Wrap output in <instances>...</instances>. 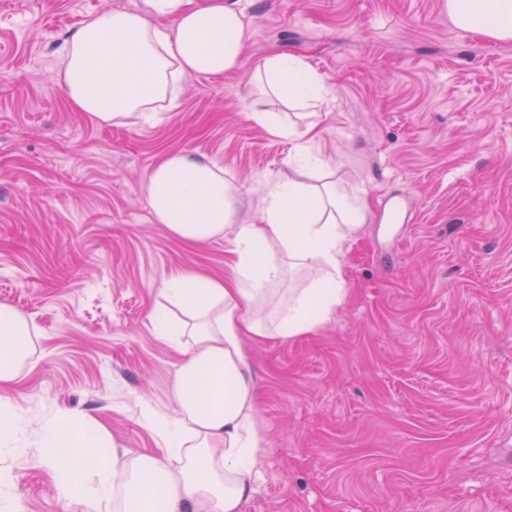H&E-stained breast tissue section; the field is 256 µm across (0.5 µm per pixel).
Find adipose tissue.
Returning a JSON list of instances; mask_svg holds the SVG:
<instances>
[{"label":"adipose tissue","mask_w":512,"mask_h":512,"mask_svg":"<svg viewBox=\"0 0 512 512\" xmlns=\"http://www.w3.org/2000/svg\"><path fill=\"white\" fill-rule=\"evenodd\" d=\"M443 9L457 28L512 40V0H443ZM250 34L237 0H145L141 11L107 10L83 20L62 44L59 79L73 107L96 123L153 124L159 104L177 100L178 76L235 71ZM258 72L264 94L283 104L318 106L327 96L298 58H267ZM251 117L296 143L288 176L264 189L258 221L239 217L238 186L204 158L169 153L148 180L155 220L173 236L190 243L231 238L232 279L179 273L164 289L179 317L154 316L156 333L181 344L184 354L173 388L179 416L163 436L180 465L135 453L116 470L100 452L98 429L79 433L49 420L41 443L63 498L85 497L96 512L118 490L124 512H151L157 499L163 512H241L254 493L266 438L245 340L307 335L344 304L345 248L365 219L367 192L314 184L325 162L306 132L270 110ZM294 270L305 271V279L284 288ZM33 334L26 317L0 305L1 387L15 381ZM186 336L192 342L185 346ZM25 427L0 399V502L9 498L8 458ZM87 474L96 478L93 487L84 484Z\"/></svg>","instance_id":"obj_1"}]
</instances>
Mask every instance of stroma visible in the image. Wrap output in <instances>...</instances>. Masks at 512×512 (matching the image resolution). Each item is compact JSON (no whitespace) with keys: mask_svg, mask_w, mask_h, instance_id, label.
I'll return each mask as SVG.
<instances>
[{"mask_svg":"<svg viewBox=\"0 0 512 512\" xmlns=\"http://www.w3.org/2000/svg\"><path fill=\"white\" fill-rule=\"evenodd\" d=\"M241 66L191 74L153 125L68 103L58 49L89 14L144 0H0V304L36 328L13 499L52 512L46 416L102 427L115 456H161L182 356L152 315L187 269L230 276L231 245L156 223L159 158L235 176L258 216L294 143L250 118L255 72L301 59L330 92L310 115L330 180L368 194L348 299L314 332L249 340L266 437L241 512H512V41L449 25L441 0H239Z\"/></svg>","mask_w":512,"mask_h":512,"instance_id":"35a3bbf8","label":"stroma"}]
</instances>
